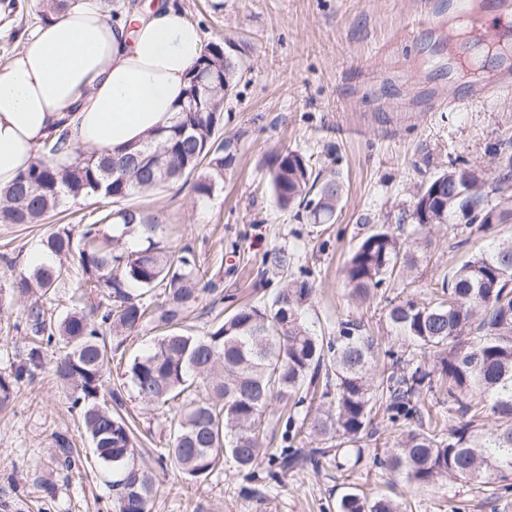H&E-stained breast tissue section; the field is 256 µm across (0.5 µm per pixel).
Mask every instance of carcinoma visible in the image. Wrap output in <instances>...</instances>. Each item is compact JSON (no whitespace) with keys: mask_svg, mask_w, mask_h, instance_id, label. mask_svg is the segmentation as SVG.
I'll use <instances>...</instances> for the list:
<instances>
[{"mask_svg":"<svg viewBox=\"0 0 512 512\" xmlns=\"http://www.w3.org/2000/svg\"><path fill=\"white\" fill-rule=\"evenodd\" d=\"M72 0H37L20 13L19 28L46 21ZM114 21L139 11L133 0L117 6L102 0ZM236 62L213 42L190 72L176 122L119 158L106 152L72 148L73 161L57 164L66 138L52 136L33 148L30 167L0 190V224H47L72 202L103 200L115 205L86 224L80 234L68 225L53 228L43 251L58 259L11 278L0 289V310L20 305L16 329L29 339L25 357L0 373V405L11 402L21 385L43 369V350L62 346L56 376L70 391L99 465L112 470L113 512H151L152 471L138 463L135 436L127 419L104 399V367L112 360L106 332L119 338L158 330L151 351L134 359L129 378L146 404H170L175 410L168 448L170 461L190 481L208 477L224 461L259 483L250 489L262 497L269 483L288 472L319 468L332 455L358 465L363 442L372 435L378 411L388 413L397 432L394 448L375 464L411 485L439 479L478 484L497 500L512 494V238L441 273L440 297L429 302L399 301L388 320L406 340L380 351L360 320L339 324L324 341L308 326L306 313L316 289L305 272L278 289L270 305L244 304L201 334L186 325L210 295H218L194 251L171 253L158 238V217L129 204L137 195L194 180L193 189L209 198L232 169L239 138L220 134L224 101L234 88ZM498 202L485 206L482 167L452 161L417 186L411 210L399 219L411 228L400 237L385 224H366L365 233L342 267L352 296L370 297L386 280L398 278L416 263L419 249L436 224L465 219L470 231L512 220V142L496 152ZM269 189L282 210L311 224H331L342 198L334 178L321 179L311 158L285 149L271 155ZM140 237L130 251L126 237ZM77 261L83 294L102 295L106 304L74 308L60 318L49 313L48 295L64 285V262ZM432 353L435 369L418 356ZM448 395V413L432 411L429 397ZM496 427L480 426L484 414ZM284 425L282 446H263V432ZM336 443V448L305 451L306 437ZM56 465H74L66 434H55ZM337 512H404L403 503L365 494L349 486Z\"/></svg>","mask_w":512,"mask_h":512,"instance_id":"carcinoma-1","label":"carcinoma"}]
</instances>
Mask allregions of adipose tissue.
I'll return each mask as SVG.
<instances>
[{"label": "adipose tissue", "instance_id": "ef3b65f1", "mask_svg": "<svg viewBox=\"0 0 512 512\" xmlns=\"http://www.w3.org/2000/svg\"><path fill=\"white\" fill-rule=\"evenodd\" d=\"M204 47L174 0H156L131 23L76 0L27 31L0 66V188L48 136L64 132L70 144L117 155L172 125Z\"/></svg>", "mask_w": 512, "mask_h": 512}]
</instances>
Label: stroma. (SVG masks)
I'll use <instances>...</instances> for the list:
<instances>
[{"label": "stroma", "instance_id": "1", "mask_svg": "<svg viewBox=\"0 0 512 512\" xmlns=\"http://www.w3.org/2000/svg\"><path fill=\"white\" fill-rule=\"evenodd\" d=\"M201 27L206 42H223L238 64L236 88L224 103V132L238 135L239 150L223 188L212 197L192 187H170L135 198L158 214L160 238L171 250L191 246L215 275L223 302L203 305L188 320L202 332L238 305L271 302L285 280L270 256H295V270L309 272L317 295L309 321L317 335H335L339 322L357 318L382 347L397 334L386 318L389 300L427 301L448 267L485 250L492 240L512 238V223L486 235L461 219L434 227L417 270L404 281L353 299L341 268L362 234V218L398 229L411 209L417 185L459 158L485 168L488 185L498 171L493 148L512 140V91L468 111H429L427 100L463 95L497 71L495 0H485L484 27L472 47L473 64L454 63L444 37L452 10L435 30L401 40L399 32L419 0H177ZM293 149L332 170L343 187L342 209L332 224H310L276 205L268 187L267 154ZM45 224H0V287L30 270L41 251ZM149 337L130 336L105 371L106 389L120 390L122 411L132 418L145 461L162 453L174 412L137 398L128 367L148 352ZM66 433L76 453L68 471L53 469V435ZM152 512H336L347 484L370 494L403 498L407 512H512L469 483L439 480L406 485L364 461L338 469L288 475L252 497V483L223 465L204 481L187 482L174 467H156ZM0 512H112V475L98 467L90 440L70 410L68 390L53 365L0 407Z\"/></svg>", "mask_w": 512, "mask_h": 512}]
</instances>
